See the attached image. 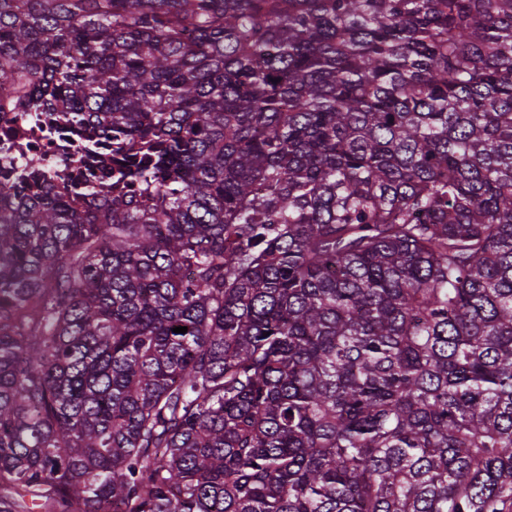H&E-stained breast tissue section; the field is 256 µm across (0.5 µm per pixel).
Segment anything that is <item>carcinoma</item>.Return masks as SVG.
<instances>
[{
    "mask_svg": "<svg viewBox=\"0 0 512 512\" xmlns=\"http://www.w3.org/2000/svg\"><path fill=\"white\" fill-rule=\"evenodd\" d=\"M2 82L140 189H0V512H512V0H0Z\"/></svg>",
    "mask_w": 512,
    "mask_h": 512,
    "instance_id": "cac0c4a2",
    "label": "carcinoma"
}]
</instances>
